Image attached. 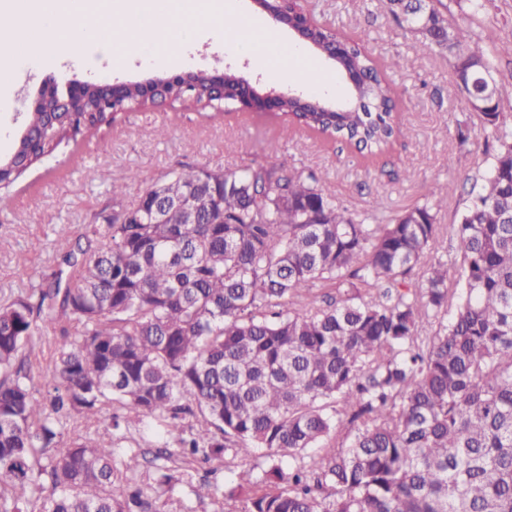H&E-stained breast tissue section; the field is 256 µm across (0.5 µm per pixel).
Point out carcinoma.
Here are the masks:
<instances>
[{"mask_svg": "<svg viewBox=\"0 0 512 512\" xmlns=\"http://www.w3.org/2000/svg\"><path fill=\"white\" fill-rule=\"evenodd\" d=\"M389 2L448 56L498 143L455 228L458 287L430 252L437 199L353 215L275 160L183 166L145 190L154 206L142 209L122 204L129 172L111 189L128 223L57 226L75 237L64 269L0 302V512H158L155 499L193 479L175 462L218 468L253 448L267 450L262 465L228 491L251 487L242 512H512V125L491 54L432 0ZM301 35L321 49L334 39L317 23ZM338 54L341 75L360 77L352 98L285 96L281 115L376 158L400 135L386 76L403 59L380 63L354 39ZM186 85L205 108L207 73ZM50 107L24 116L0 185L115 120L94 84L72 111ZM317 282L327 291L311 292ZM49 334L39 397L29 351ZM117 408L154 432L151 457L116 464ZM146 464L153 498L134 481ZM194 492L223 496L207 481Z\"/></svg>", "mask_w": 512, "mask_h": 512, "instance_id": "carcinoma-1", "label": "carcinoma"}]
</instances>
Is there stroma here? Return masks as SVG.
I'll return each mask as SVG.
<instances>
[{"label": "stroma", "mask_w": 512, "mask_h": 512, "mask_svg": "<svg viewBox=\"0 0 512 512\" xmlns=\"http://www.w3.org/2000/svg\"><path fill=\"white\" fill-rule=\"evenodd\" d=\"M442 2L449 21L492 53L500 90L512 103V0H490L478 14L468 10L465 0ZM303 7L319 24L361 41L376 60L403 58V67L388 74L402 134L382 159L366 163L352 149L287 128L284 117L264 110L211 120L204 110L177 104L132 108L119 113L111 126L62 144L43 166L0 189V298L16 296L30 281L57 271L56 258L69 243L56 237L55 226L82 225L110 214L111 184L127 169L139 173L125 189L123 202L130 205L181 166L234 171L269 163L268 145L274 141L283 144L281 160L314 175L352 213H395L430 201L432 190H439L437 222L443 230L433 253L447 258L456 247L452 227L495 146L458 92L447 56L425 49L407 24L394 18L388 0H303ZM183 59L182 72L229 70L262 94L307 90L300 81L268 77L249 55L213 35L195 38ZM62 75L80 82L100 80L96 71L70 61L24 71L14 83L15 113L29 112L41 85ZM460 124L469 129L464 144L456 136ZM160 127L165 135H157ZM89 169L96 171L95 180L86 179Z\"/></svg>", "instance_id": "obj_1"}]
</instances>
